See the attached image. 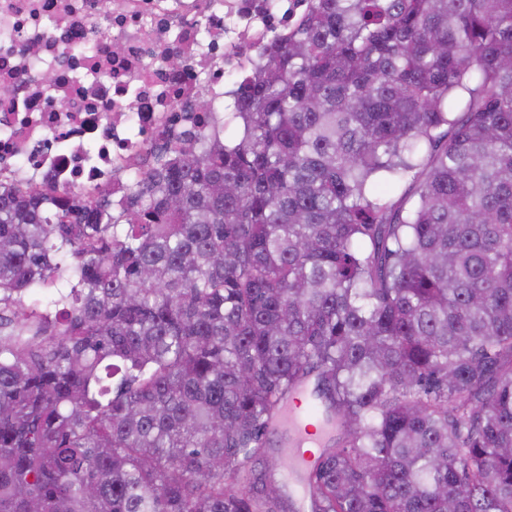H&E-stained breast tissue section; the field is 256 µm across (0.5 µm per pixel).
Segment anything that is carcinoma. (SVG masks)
<instances>
[{"instance_id":"cac0c4a2","label":"carcinoma","mask_w":512,"mask_h":512,"mask_svg":"<svg viewBox=\"0 0 512 512\" xmlns=\"http://www.w3.org/2000/svg\"><path fill=\"white\" fill-rule=\"evenodd\" d=\"M112 214L0 185V512H512V0H307ZM297 438L303 442L301 434L296 433L292 428L283 423L279 424L278 434L274 437V441L279 444L278 448L281 449L279 462L284 466L281 470L282 475L288 482V490L293 495L298 512H310V501L306 496L302 483L298 477V470L294 469V457L297 448L302 447L297 444ZM288 475V477H287Z\"/></svg>"}]
</instances>
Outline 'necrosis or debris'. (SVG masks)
<instances>
[{
    "instance_id": "4bbe7bcc",
    "label": "necrosis or debris",
    "mask_w": 512,
    "mask_h": 512,
    "mask_svg": "<svg viewBox=\"0 0 512 512\" xmlns=\"http://www.w3.org/2000/svg\"><path fill=\"white\" fill-rule=\"evenodd\" d=\"M306 0H0V179L91 194L127 187L136 156L174 134L211 133L199 95L223 112L228 85L287 35ZM105 24L108 35L95 31ZM181 56L182 67L170 64ZM53 72V83L44 75Z\"/></svg>"
}]
</instances>
